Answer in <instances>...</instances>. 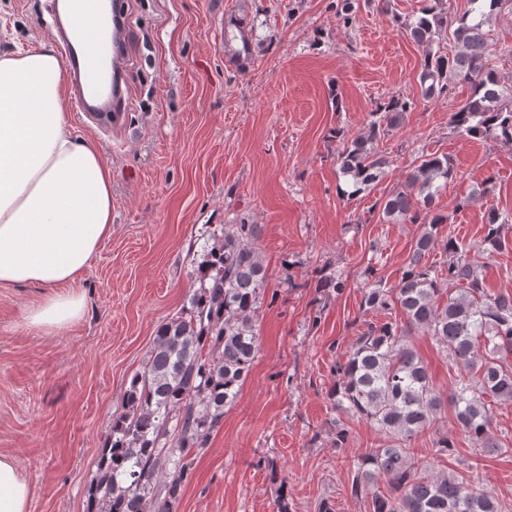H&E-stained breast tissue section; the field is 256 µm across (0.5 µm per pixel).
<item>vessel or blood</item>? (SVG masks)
<instances>
[{
  "label": "vessel or blood",
  "mask_w": 512,
  "mask_h": 512,
  "mask_svg": "<svg viewBox=\"0 0 512 512\" xmlns=\"http://www.w3.org/2000/svg\"><path fill=\"white\" fill-rule=\"evenodd\" d=\"M77 111L121 126L129 109L127 17L119 0H46Z\"/></svg>",
  "instance_id": "vessel-or-blood-1"
}]
</instances>
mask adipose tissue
Returning a JSON list of instances; mask_svg holds the SVG:
<instances>
[{
    "instance_id": "adipose-tissue-1",
    "label": "adipose tissue",
    "mask_w": 512,
    "mask_h": 512,
    "mask_svg": "<svg viewBox=\"0 0 512 512\" xmlns=\"http://www.w3.org/2000/svg\"><path fill=\"white\" fill-rule=\"evenodd\" d=\"M111 235L112 173L73 130L59 57L0 54V288L42 289L27 329L59 333L84 317L76 286ZM29 506L28 482L0 456V512Z\"/></svg>"
}]
</instances>
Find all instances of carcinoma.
Segmentation results:
<instances>
[{"mask_svg": "<svg viewBox=\"0 0 512 512\" xmlns=\"http://www.w3.org/2000/svg\"><path fill=\"white\" fill-rule=\"evenodd\" d=\"M469 3L456 17L446 0H422L410 21L395 23L424 48L422 97L448 95L458 84L470 87V96L449 113L450 132L512 147V83L490 54L493 18L505 9L512 13V0ZM412 105L411 97H388L363 132L344 143L336 155L342 195L354 197L385 176L379 143L403 124ZM453 175L448 156L423 154L383 199L384 220L417 224L419 234L397 285L368 282L362 310L387 315L398 308L402 320H360L354 342L333 369V408L365 419L388 439L356 463L351 495L371 496L369 512H503L474 481L429 470L409 448L442 408L427 366L410 344L415 332L432 337L453 364L467 370L450 400L458 430L481 451L501 450L492 434L493 403L512 401V294H488L470 248L438 238L447 217L435 211L434 201ZM255 237L256 225L244 221L209 232L191 271L186 305L157 329L124 393L122 412L112 418L97 477L86 491V512H172L181 498L257 351L255 316L266 270ZM439 245L449 260L436 266L426 256ZM479 249L490 255L512 249V222L491 214ZM343 288L336 278L316 285L326 298ZM269 469L280 481L278 512H292L286 481L279 479L276 463Z\"/></svg>", "mask_w": 512, "mask_h": 512, "instance_id": "cac0c4a2", "label": "carcinoma"}]
</instances>
